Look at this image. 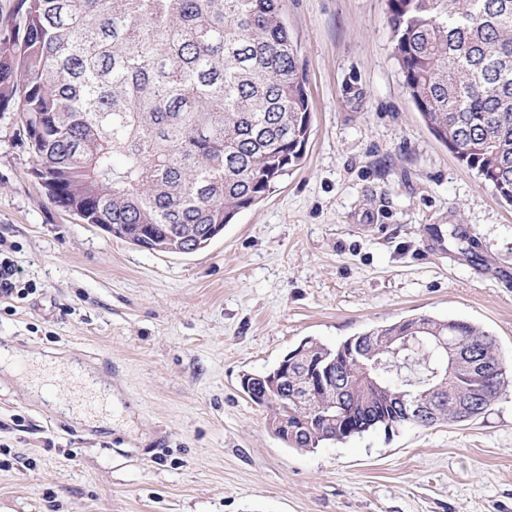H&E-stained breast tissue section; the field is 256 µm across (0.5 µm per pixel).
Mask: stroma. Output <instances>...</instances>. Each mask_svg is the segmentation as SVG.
<instances>
[{"instance_id":"35a3bbf8","label":"stroma","mask_w":512,"mask_h":512,"mask_svg":"<svg viewBox=\"0 0 512 512\" xmlns=\"http://www.w3.org/2000/svg\"><path fill=\"white\" fill-rule=\"evenodd\" d=\"M311 105L303 161L190 255L57 206L0 112V512H512V381L478 419L310 451L244 374L413 315L512 361V206L428 130L387 0H281ZM81 370L94 383L81 395Z\"/></svg>"}]
</instances>
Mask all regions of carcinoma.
<instances>
[{
  "instance_id": "obj_1",
  "label": "carcinoma",
  "mask_w": 512,
  "mask_h": 512,
  "mask_svg": "<svg viewBox=\"0 0 512 512\" xmlns=\"http://www.w3.org/2000/svg\"><path fill=\"white\" fill-rule=\"evenodd\" d=\"M394 54L431 134L512 204V0H388ZM21 114L34 174L86 224L175 254L228 224L298 167L311 109L280 0H17L0 19V112ZM442 336L474 369L423 415L406 412L447 370L435 342L389 357L388 337ZM379 361L313 339L299 345L291 383L337 359L346 391L304 403L251 399L279 415L293 448L343 442L373 429L479 418L504 385L495 338L473 323L426 315L355 336Z\"/></svg>"
}]
</instances>
